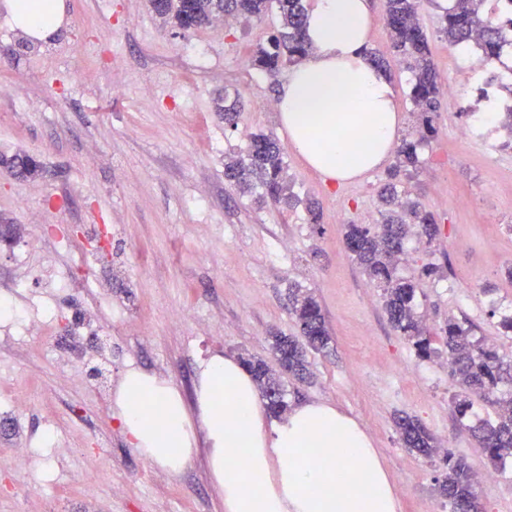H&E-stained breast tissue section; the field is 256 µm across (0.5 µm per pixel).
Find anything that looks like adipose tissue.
Instances as JSON below:
<instances>
[{
	"label": "adipose tissue",
	"mask_w": 512,
	"mask_h": 512,
	"mask_svg": "<svg viewBox=\"0 0 512 512\" xmlns=\"http://www.w3.org/2000/svg\"><path fill=\"white\" fill-rule=\"evenodd\" d=\"M5 8L40 40L65 17L64 0H5ZM373 22L370 0H314L311 51L279 89L292 150L334 186L382 166L402 124L393 84L365 50ZM112 415L131 446L168 471H181L205 447L224 512H397L379 453L355 419L302 400L286 418L269 420L236 358L200 360L191 407L172 382L128 369Z\"/></svg>",
	"instance_id": "adipose-tissue-1"
}]
</instances>
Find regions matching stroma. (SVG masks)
<instances>
[{"label": "stroma", "instance_id": "1", "mask_svg": "<svg viewBox=\"0 0 512 512\" xmlns=\"http://www.w3.org/2000/svg\"><path fill=\"white\" fill-rule=\"evenodd\" d=\"M58 34L37 40L0 8V512H224L208 476L205 448L171 473L132 448L112 417V390L135 367L175 384L193 403L197 363L222 353L272 360L271 338L298 333L288 286L310 288L333 337L308 355L311 376L285 378L289 402L319 399L354 418L379 451L397 512H449L437 492L441 457L403 447L400 416L418 419L438 446L474 471L483 450L453 411L443 357L420 359L389 323L376 288L345 248L347 224L380 222L377 190L389 165L328 189L287 146L270 105L284 72L252 66L259 44L280 27L277 12L244 26L235 19L182 32L149 0H65ZM442 10L428 0L421 24L441 84L470 86L460 47L439 33ZM368 48L385 57L410 131L412 76L400 68L382 20ZM151 98H144V88ZM239 95L235 126L219 95ZM465 120L441 98L436 137L421 149L405 189L436 219L440 236L414 252L407 271L433 261L453 275L426 283L419 300L435 348L447 319L512 352L491 310L512 311V151L488 155L460 140ZM264 133L285 148L288 183L301 200L288 209L235 193L225 158ZM19 152L41 164L20 179ZM322 207L307 222L304 200ZM42 211L55 222L36 223ZM48 317L50 340L26 336L24 318ZM98 365L99 378L87 370ZM25 399L8 410L7 402ZM37 452L19 472L5 466L18 444Z\"/></svg>", "mask_w": 512, "mask_h": 512}]
</instances>
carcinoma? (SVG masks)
<instances>
[{"label":"carcinoma","instance_id":"carcinoma-1","mask_svg":"<svg viewBox=\"0 0 512 512\" xmlns=\"http://www.w3.org/2000/svg\"><path fill=\"white\" fill-rule=\"evenodd\" d=\"M425 0H384L383 19L395 51L413 74L410 97L419 128V138L403 139L397 149L392 172L379 190L385 206L381 223L369 228L363 224L345 225L344 242L353 260L362 268L371 284L381 291L385 313L394 330L414 347L418 357L429 359L437 354L431 337L425 335L417 312V297L421 282L444 276L442 267L429 261L418 275L405 276L400 263L405 254V242L417 237L432 243L440 234L434 216L419 208L406 195L399 180L402 172L414 169L419 163V149L435 136L437 129L433 115L437 111L441 84L431 59L429 40L419 22V11ZM482 0H453L442 15L440 33L453 46L469 43L481 35V50L492 60L501 53L503 42L498 21L479 12ZM152 11L164 22L188 31L210 23L220 16H234L260 21L271 10H276L283 31L271 36L267 43L257 47L253 65L268 73H275L286 64H298L309 54L305 40L307 8L303 0H150ZM216 111L224 113V122L234 126L238 101L226 103L221 97ZM25 154L12 158L14 175L29 178L38 174V168L22 164ZM224 176L241 194L257 187L275 202L291 204L293 196L286 180L283 149L275 138L258 134L250 139L246 155L230 158L224 163ZM291 314L300 336H275L271 344L274 357L288 360V374L302 379L308 370V352H320L332 341L322 309L315 297L305 288L288 289ZM473 325L463 326L453 320L441 328L445 353L448 358L449 378L460 393L452 396V404L460 417L468 415L475 423L466 429L490 460L503 466L512 461V359L472 335ZM241 362L252 374L265 405L273 416L280 418L288 412L286 389L282 372L265 360L241 357ZM396 425L400 440L408 451L430 458L436 453L433 436L419 421L401 416ZM448 473L438 484V493L448 500L450 512H479L472 491L475 474L462 458L452 453L445 455Z\"/></svg>","mask_w":512,"mask_h":512}]
</instances>
